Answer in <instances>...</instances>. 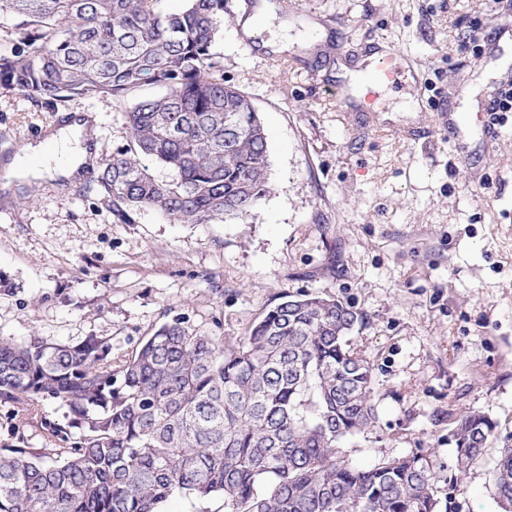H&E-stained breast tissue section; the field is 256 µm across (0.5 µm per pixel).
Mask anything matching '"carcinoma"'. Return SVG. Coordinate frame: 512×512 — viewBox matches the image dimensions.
<instances>
[{"mask_svg":"<svg viewBox=\"0 0 512 512\" xmlns=\"http://www.w3.org/2000/svg\"><path fill=\"white\" fill-rule=\"evenodd\" d=\"M157 2L0 0L15 19L0 87L34 102L161 90L125 112L128 143L98 176L112 216L130 223L153 208L186 224L246 220L270 192L269 162L258 112L224 83L214 52L226 0L166 13ZM363 319L302 294L232 339L175 316L124 358L94 335L75 345L0 339V404L64 409V422H44L47 448L13 426L0 447V512H161L176 492L220 497L224 512H449L497 423L481 411L458 419L444 489L419 451L349 463L344 440L376 422L373 364L350 339ZM493 486L512 512L511 447L494 460Z\"/></svg>","mask_w":512,"mask_h":512,"instance_id":"1","label":"carcinoma"}]
</instances>
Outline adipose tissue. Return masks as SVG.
Segmentation results:
<instances>
[{"mask_svg":"<svg viewBox=\"0 0 512 512\" xmlns=\"http://www.w3.org/2000/svg\"><path fill=\"white\" fill-rule=\"evenodd\" d=\"M95 134L91 116L73 114L48 134L46 142L26 145L0 166L7 184L20 185L44 176L72 184L93 166L90 142Z\"/></svg>","mask_w":512,"mask_h":512,"instance_id":"adipose-tissue-1","label":"adipose tissue"}]
</instances>
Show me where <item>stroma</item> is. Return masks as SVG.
<instances>
[{
    "label": "stroma",
    "instance_id": "obj_1",
    "mask_svg": "<svg viewBox=\"0 0 512 512\" xmlns=\"http://www.w3.org/2000/svg\"><path fill=\"white\" fill-rule=\"evenodd\" d=\"M266 6L254 38L241 19ZM395 48L398 87L374 111L346 95L364 48ZM268 141L270 193L246 221L117 222L97 172L0 193V337L107 338L128 356L180 315L227 338L282 296L319 292L364 312L353 342L374 364L378 419L343 444L358 466L422 451L454 465L457 419L497 422L454 512H500L491 459L512 446V0H228L215 45ZM344 98H336V91ZM414 101L417 111H399ZM129 102L33 103L0 87V160L68 113L96 119L97 162L127 142ZM461 112L456 141L443 119Z\"/></svg>",
    "mask_w": 512,
    "mask_h": 512
}]
</instances>
